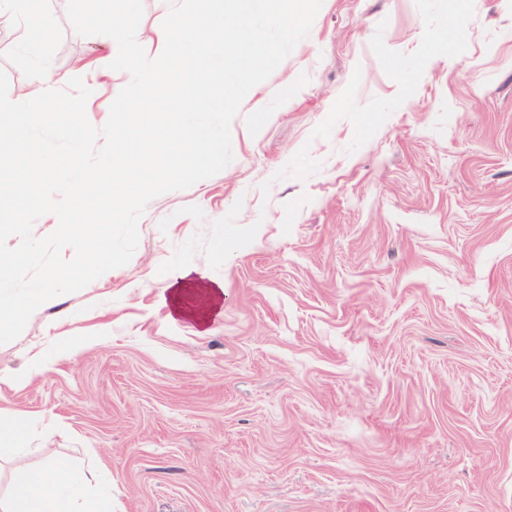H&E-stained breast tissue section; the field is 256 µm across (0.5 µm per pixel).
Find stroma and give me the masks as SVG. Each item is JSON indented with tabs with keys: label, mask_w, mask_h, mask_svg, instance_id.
<instances>
[{
	"label": "stroma",
	"mask_w": 512,
	"mask_h": 512,
	"mask_svg": "<svg viewBox=\"0 0 512 512\" xmlns=\"http://www.w3.org/2000/svg\"><path fill=\"white\" fill-rule=\"evenodd\" d=\"M39 6L56 74L110 52ZM28 45L0 17L13 100ZM231 140L0 345L31 418L0 476L64 456L112 512H512V0H323ZM184 269L224 286L207 324L163 301Z\"/></svg>",
	"instance_id": "obj_1"
}]
</instances>
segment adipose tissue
I'll return each instance as SVG.
<instances>
[{
  "label": "adipose tissue",
  "instance_id": "1",
  "mask_svg": "<svg viewBox=\"0 0 512 512\" xmlns=\"http://www.w3.org/2000/svg\"><path fill=\"white\" fill-rule=\"evenodd\" d=\"M59 80L53 79L46 63H37L27 88L28 95L40 97V117L53 123L58 119ZM224 296L223 285L175 280L168 286V300L175 315L206 323ZM90 476L75 468L68 458H47L37 469L25 474L0 492V512H108L107 502L85 495Z\"/></svg>",
  "mask_w": 512,
  "mask_h": 512
}]
</instances>
